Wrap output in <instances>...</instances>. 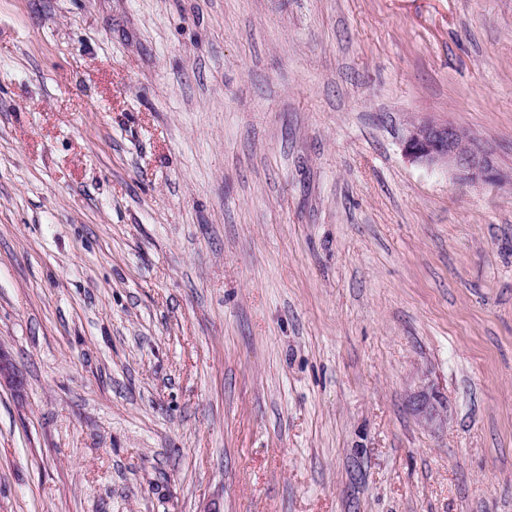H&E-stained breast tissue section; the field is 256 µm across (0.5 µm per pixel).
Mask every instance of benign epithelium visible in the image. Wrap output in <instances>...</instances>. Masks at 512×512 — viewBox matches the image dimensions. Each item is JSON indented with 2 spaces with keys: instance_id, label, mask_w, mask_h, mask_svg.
I'll use <instances>...</instances> for the list:
<instances>
[{
  "instance_id": "1",
  "label": "benign epithelium",
  "mask_w": 512,
  "mask_h": 512,
  "mask_svg": "<svg viewBox=\"0 0 512 512\" xmlns=\"http://www.w3.org/2000/svg\"><path fill=\"white\" fill-rule=\"evenodd\" d=\"M402 150L412 162L452 168L464 183H492L501 178L481 145L451 124L410 125L402 136ZM442 404L440 392L429 385L415 391L411 398L412 411L428 424L444 421Z\"/></svg>"
}]
</instances>
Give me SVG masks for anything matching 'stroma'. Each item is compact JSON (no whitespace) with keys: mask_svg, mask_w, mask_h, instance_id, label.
Returning <instances> with one entry per match:
<instances>
[{"mask_svg":"<svg viewBox=\"0 0 512 512\" xmlns=\"http://www.w3.org/2000/svg\"><path fill=\"white\" fill-rule=\"evenodd\" d=\"M0 352V512H512V0H0ZM401 142L409 161L426 166L446 165L461 182L492 183L501 178L481 145L451 124H412ZM442 404L440 392L430 385L415 391L411 398L412 411L428 424L437 425L445 420Z\"/></svg>","mask_w":512,"mask_h":512,"instance_id":"obj_1","label":"stroma"}]
</instances>
